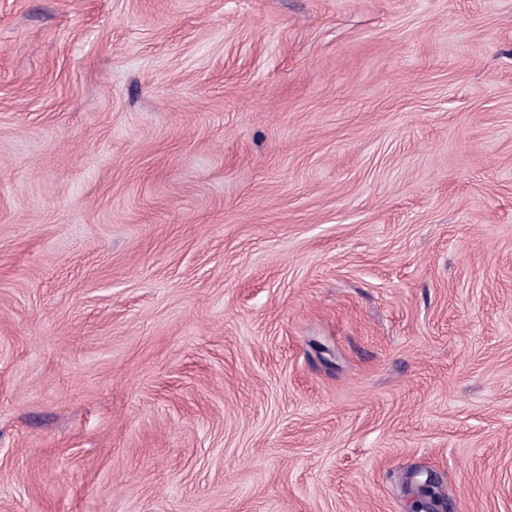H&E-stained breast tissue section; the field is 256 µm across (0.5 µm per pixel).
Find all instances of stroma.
Here are the masks:
<instances>
[{"label": "stroma", "mask_w": 512, "mask_h": 512, "mask_svg": "<svg viewBox=\"0 0 512 512\" xmlns=\"http://www.w3.org/2000/svg\"><path fill=\"white\" fill-rule=\"evenodd\" d=\"M512 512V0H0V512Z\"/></svg>", "instance_id": "obj_1"}]
</instances>
